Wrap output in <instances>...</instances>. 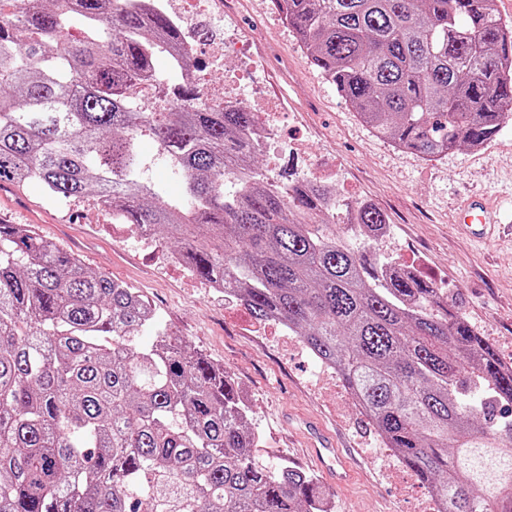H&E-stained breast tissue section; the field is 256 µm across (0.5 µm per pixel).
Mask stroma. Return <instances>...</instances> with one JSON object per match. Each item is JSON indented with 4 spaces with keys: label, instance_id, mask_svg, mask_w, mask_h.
Wrapping results in <instances>:
<instances>
[{
    "label": "stroma",
    "instance_id": "stroma-1",
    "mask_svg": "<svg viewBox=\"0 0 512 512\" xmlns=\"http://www.w3.org/2000/svg\"><path fill=\"white\" fill-rule=\"evenodd\" d=\"M230 27L258 34L259 52L275 56L254 81L267 103L284 104L283 135L335 159L337 198L365 200L383 211L399 244L393 258L440 284L501 361L512 365V243H474L456 228L459 206L475 191L512 218V122L481 149H452L425 161L372 136L307 64L270 0H242ZM0 221L35 225L42 236L78 253L91 271L138 289L166 333L223 364L249 401V422L263 438L259 455L265 463L308 469L302 428L314 421L343 448L354 472L349 487H329L338 512H418L426 490L405 467L387 473L377 449L362 447L364 428L345 388H321L317 363L281 347L275 325H268L265 336H249L255 321L245 307L212 298L191 273L157 268L134 225L113 223L89 198L61 208L37 187L9 184L0 186Z\"/></svg>",
    "mask_w": 512,
    "mask_h": 512
}]
</instances>
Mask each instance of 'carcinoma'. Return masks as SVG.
I'll return each mask as SVG.
<instances>
[{
	"label": "carcinoma",
	"mask_w": 512,
	"mask_h": 512,
	"mask_svg": "<svg viewBox=\"0 0 512 512\" xmlns=\"http://www.w3.org/2000/svg\"><path fill=\"white\" fill-rule=\"evenodd\" d=\"M0 0V183L112 202V223L175 240L189 271L285 321L446 512H512V368L433 284L336 234V197L269 191L254 113L139 112L133 82L175 47L168 18L115 0ZM307 62L379 139L436 161L512 113V22L494 0H271ZM78 21L94 33L68 38ZM110 27L102 44L95 33ZM177 168L165 200L137 151ZM374 239L385 214L349 206ZM147 298L24 224L0 222V512H326L318 479L261 461L224 366L157 330ZM157 144L151 139H143L140 141V151L143 159L151 163L149 176L156 183L161 184L165 189V195L168 198H178L182 196L183 185L181 180L173 181L170 179L168 173L161 167L152 164V157L157 152Z\"/></svg>",
	"instance_id": "obj_1"
}]
</instances>
